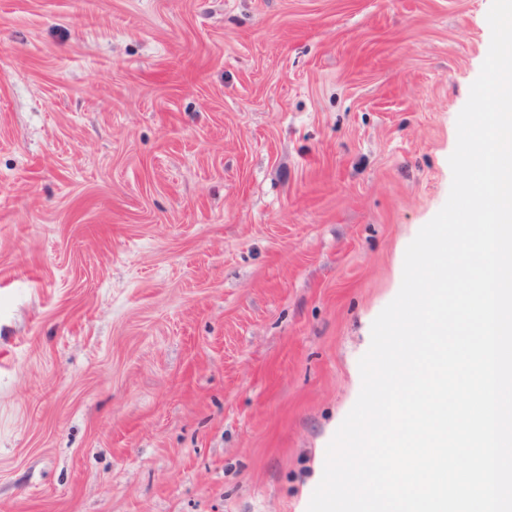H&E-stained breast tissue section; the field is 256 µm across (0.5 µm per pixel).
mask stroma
<instances>
[{
  "instance_id": "obj_1",
  "label": "stroma",
  "mask_w": 512,
  "mask_h": 512,
  "mask_svg": "<svg viewBox=\"0 0 512 512\" xmlns=\"http://www.w3.org/2000/svg\"><path fill=\"white\" fill-rule=\"evenodd\" d=\"M491 0H0V512H307Z\"/></svg>"
}]
</instances>
